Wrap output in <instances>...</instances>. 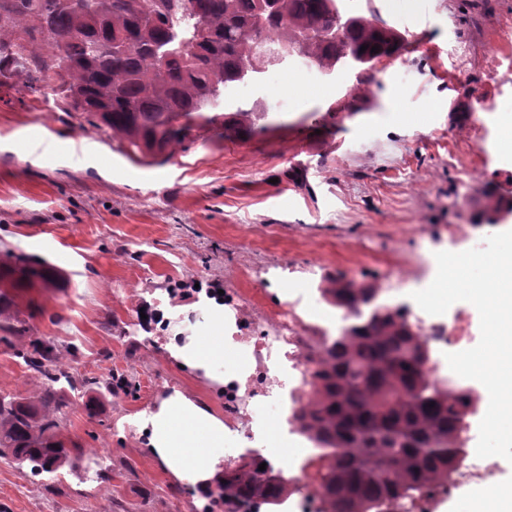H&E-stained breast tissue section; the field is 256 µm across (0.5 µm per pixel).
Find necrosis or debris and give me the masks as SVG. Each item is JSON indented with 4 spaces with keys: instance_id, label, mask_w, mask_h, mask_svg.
I'll return each instance as SVG.
<instances>
[{
    "instance_id": "1",
    "label": "necrosis or debris",
    "mask_w": 512,
    "mask_h": 512,
    "mask_svg": "<svg viewBox=\"0 0 512 512\" xmlns=\"http://www.w3.org/2000/svg\"><path fill=\"white\" fill-rule=\"evenodd\" d=\"M406 317L429 343L448 347L467 338L462 326H448L440 317L426 312L410 311ZM232 340L248 352L251 369L243 378L224 384V458L228 461L233 459L237 444L253 447L255 431L269 422H277L289 435H296L288 411L308 403L312 372L331 335H309L301 318L284 311L263 325L234 332Z\"/></svg>"
}]
</instances>
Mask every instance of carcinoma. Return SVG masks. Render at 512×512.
Masks as SVG:
<instances>
[{
	"instance_id": "obj_1",
	"label": "carcinoma",
	"mask_w": 512,
	"mask_h": 512,
	"mask_svg": "<svg viewBox=\"0 0 512 512\" xmlns=\"http://www.w3.org/2000/svg\"><path fill=\"white\" fill-rule=\"evenodd\" d=\"M406 41L375 11L351 13L344 0H0V77H25L31 93L61 91L65 111L112 132L137 163L187 150L196 118L252 127L267 111L252 99L258 76L290 57L323 75L344 65L366 72ZM511 212L492 193L474 223L497 224ZM56 278L45 265L0 264V330L22 334L19 291ZM320 291L352 312L325 350L312 401L295 416L328 449L316 470L323 512H371L379 501L447 486L466 459L468 418L481 394L426 377L429 343L380 289L336 279ZM17 357L42 388L33 400L0 397V457L50 475L73 460L60 440L70 403L54 385L76 380L50 340L21 344ZM260 464L252 457L224 473V497L283 500L288 480Z\"/></svg>"
}]
</instances>
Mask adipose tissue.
<instances>
[{
	"label": "adipose tissue",
	"instance_id": "1",
	"mask_svg": "<svg viewBox=\"0 0 512 512\" xmlns=\"http://www.w3.org/2000/svg\"><path fill=\"white\" fill-rule=\"evenodd\" d=\"M208 306L216 311L211 325L217 331L208 345H200L196 337L190 336L181 342L170 340L167 349L181 367L202 373L220 385L224 382L220 369L224 361V317L217 312L216 299H209ZM138 434L157 462L179 482L212 491L221 486L224 422L207 408L181 392H173L142 419Z\"/></svg>",
	"mask_w": 512,
	"mask_h": 512
}]
</instances>
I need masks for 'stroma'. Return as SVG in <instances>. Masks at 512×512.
<instances>
[{"instance_id": "stroma-1", "label": "stroma", "mask_w": 512, "mask_h": 512, "mask_svg": "<svg viewBox=\"0 0 512 512\" xmlns=\"http://www.w3.org/2000/svg\"><path fill=\"white\" fill-rule=\"evenodd\" d=\"M396 27L428 11L400 59L374 69L366 96L353 79L285 68L262 84L269 106L251 134L194 127L189 148L141 165L53 92L0 86V263L56 268L52 287L17 298L27 338L53 340L82 387L61 429L80 448L44 478L0 458V512H225L175 480L138 435L162 397L181 391L224 413V395L169 355L175 336L207 317L183 286L218 283L246 318L286 309L317 331L334 306L310 291L353 278L404 301L436 275L439 251L479 247L505 224L474 225L488 190L512 200V0H353ZM83 147L47 162L46 149ZM0 339V395L41 384ZM128 387L99 388L110 372ZM101 459L104 478L88 473Z\"/></svg>"}]
</instances>
